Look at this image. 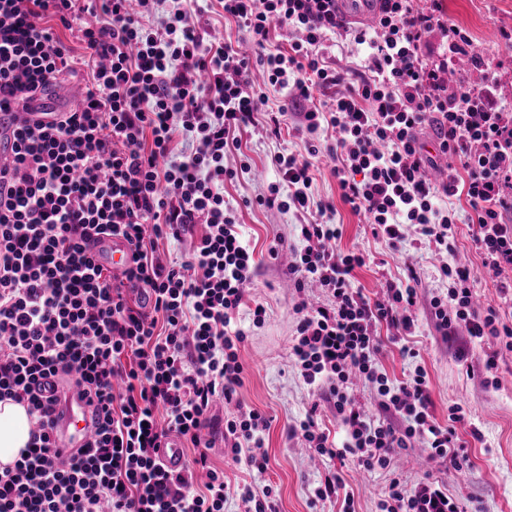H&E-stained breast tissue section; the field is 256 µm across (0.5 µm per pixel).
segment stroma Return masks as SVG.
I'll return each mask as SVG.
<instances>
[{
    "label": "stroma",
    "mask_w": 512,
    "mask_h": 512,
    "mask_svg": "<svg viewBox=\"0 0 512 512\" xmlns=\"http://www.w3.org/2000/svg\"><path fill=\"white\" fill-rule=\"evenodd\" d=\"M443 6L449 24L468 33L476 52L500 63L498 94L512 104V0H443ZM242 149L243 157H229L227 163L235 167L244 160L250 169L225 184V198L237 205L243 233L262 261L250 295L266 306L267 319L259 328L252 326L249 317L241 319L248 337L242 349L247 372L240 398L271 419L263 447L269 467L262 474L234 467L225 460L224 442L219 437L209 451L211 461L223 469L231 482L257 488L272 485L279 512H332V505L314 502L311 494L315 483L330 471L344 480L353 496L355 512H378L377 504L389 482L385 471L362 473L349 463L314 458L300 441L287 438L285 433L289 422L303 418L312 409L316 410L321 427L330 434L338 436L342 430L332 405L314 404L307 386L289 362V345L295 334L292 290L286 277L289 252L283 249L272 257L268 247L277 236L292 240L297 219L290 212L247 208L243 201L266 192L268 184L275 181V154L303 152L304 144L286 135L267 138L247 133L242 138ZM333 167V162L326 158L316 163L313 194L315 199L331 202L335 208L333 221L343 227L339 248L366 254L365 266L355 271L366 294L379 296L385 281L404 283L413 273L420 280L415 309L419 333L407 339L416 355L403 357L397 346L386 344L380 362L388 377L401 381L416 367H423L430 379L432 410L437 421L447 423L448 410L453 406L462 407L470 418L469 424L458 429L468 454L463 470L428 462L426 445L417 440L411 448L401 451L396 460L400 478L411 486L427 477L443 481L449 495L461 498L468 512H512V352H501L496 384L485 383L486 345L471 342L462 330L452 336L442 335L431 316L432 296L447 287L439 274L442 256L415 247L417 233L412 226L404 230L406 242L400 251L392 250L385 240L374 238L364 216L342 201ZM456 231L452 263L477 274L475 298L479 305L499 308L504 322L512 324V308L501 305L499 299L500 285L512 283V269L482 268L472 239V226L461 223ZM474 426L479 428L481 439L471 436Z\"/></svg>",
    "instance_id": "1"
}]
</instances>
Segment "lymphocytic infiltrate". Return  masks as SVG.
I'll return each instance as SVG.
<instances>
[{
  "mask_svg": "<svg viewBox=\"0 0 512 512\" xmlns=\"http://www.w3.org/2000/svg\"><path fill=\"white\" fill-rule=\"evenodd\" d=\"M160 2L0 0V113L45 111L41 93L74 73L58 28L75 29L89 70L79 105L48 123L19 124L14 155L0 168V401L26 405L31 437L13 466L0 468V512H224L230 501L242 512H278L272 486L226 480L202 431L216 400L235 404L224 418V455L267 470L270 420L237 401L246 334L235 326L242 307L257 327L266 309L249 302L257 265L224 184L238 175L226 159L242 132L280 135L285 111L306 153L275 155L277 179L256 202L300 219L288 267L298 295L290 358L312 395L332 404L345 439L330 442L310 413L286 433L366 470L389 468L417 439L430 458L462 468V407L441 425L426 371L394 383L378 362L381 327L414 335L417 290L390 282L384 299L364 294L354 271L365 257L338 248L343 228L326 219L333 205L311 196L312 160L320 133H333L341 198L389 245L413 224L421 243L452 252L458 218L444 201L457 196L477 227L484 267H512V224L502 219L512 208V107L494 95L499 64L477 54V81L444 80L470 39L449 25L441 0H379L368 30L349 27L336 0H218L246 29L251 59L206 38L199 0H174L162 16ZM279 28L291 37L274 50ZM437 29L448 35L440 53L429 41ZM331 36L354 44L357 67L337 66ZM255 66L268 85L296 89L282 112L259 113ZM427 125L433 155L420 138ZM436 155L448 162L437 186L426 176ZM108 233L133 250L119 277L89 252ZM171 241L186 244L181 260L161 256ZM441 273L448 289L430 301L438 330L512 350V327L473 303L475 273L449 263ZM311 283L327 290L328 303L308 304ZM56 374L73 376L94 407L91 440L70 453L53 432L57 399L41 389ZM355 378L374 389L382 418L354 395ZM172 434L193 449L177 472L159 459ZM379 507L462 512L445 485L397 477Z\"/></svg>",
  "mask_w": 512,
  "mask_h": 512,
  "instance_id": "lymphocytic-infiltrate-1",
  "label": "lymphocytic infiltrate"
}]
</instances>
